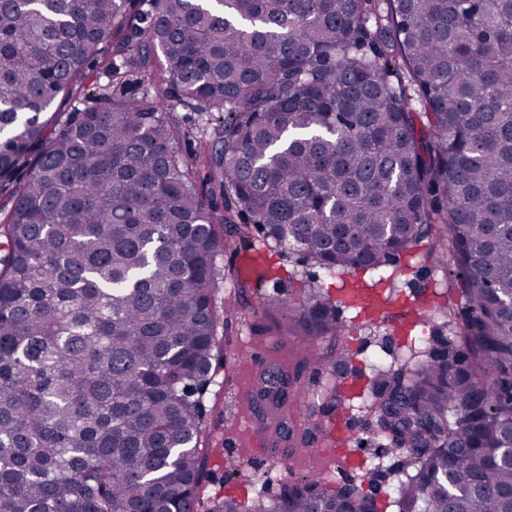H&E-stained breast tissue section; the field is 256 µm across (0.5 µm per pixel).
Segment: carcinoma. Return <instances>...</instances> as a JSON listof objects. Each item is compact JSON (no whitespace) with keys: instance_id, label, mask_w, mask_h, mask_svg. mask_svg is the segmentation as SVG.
Listing matches in <instances>:
<instances>
[{"instance_id":"carcinoma-1","label":"carcinoma","mask_w":512,"mask_h":512,"mask_svg":"<svg viewBox=\"0 0 512 512\" xmlns=\"http://www.w3.org/2000/svg\"><path fill=\"white\" fill-rule=\"evenodd\" d=\"M186 108L209 126L188 156ZM0 193V512H198L219 226L261 283L265 248L353 274L443 230L469 354L376 371L414 468L394 505L512 512V0H0ZM345 307L260 302L306 336ZM206 512L381 510L303 475Z\"/></svg>"}]
</instances>
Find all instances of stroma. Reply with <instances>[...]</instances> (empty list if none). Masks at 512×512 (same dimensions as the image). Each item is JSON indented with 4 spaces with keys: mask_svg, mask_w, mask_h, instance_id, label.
<instances>
[{
    "mask_svg": "<svg viewBox=\"0 0 512 512\" xmlns=\"http://www.w3.org/2000/svg\"><path fill=\"white\" fill-rule=\"evenodd\" d=\"M239 241H231L221 258L224 277L217 287L216 305L230 295L241 296L246 305L240 318L217 325V358L213 363V383L204 405L206 416L200 446L207 455L203 486L206 498L227 494L246 496L252 490L276 497L302 473L328 478L333 485H362L359 462L379 467L378 501L395 497L404 469L399 455L385 454L389 441L379 431L369 412L375 377L374 363L395 370L413 362L411 336L428 337L425 353L444 349L446 343L463 346L472 315L461 292V283L451 262L437 261L430 242L415 247L400 267L382 272L330 275L292 250L269 252L266 262L282 277L285 288H324L338 293L343 284L354 283L374 290L387 300L384 321L372 323L357 310L343 309L340 317L356 327L353 337L317 336L305 341L288 330L274 312L252 314L261 297L273 293V281L236 280L242 255ZM451 317H444L443 309ZM311 343L323 358L344 353L349 364L341 370L320 369L306 364L301 346ZM281 372L299 377L306 404L288 418L290 436L280 439L274 429L279 412L259 404L253 396L242 400L240 389L258 391L260 379ZM344 428L353 438L354 466L348 467L329 457V435Z\"/></svg>",
    "mask_w": 512,
    "mask_h": 512,
    "instance_id": "obj_1",
    "label": "stroma"
}]
</instances>
